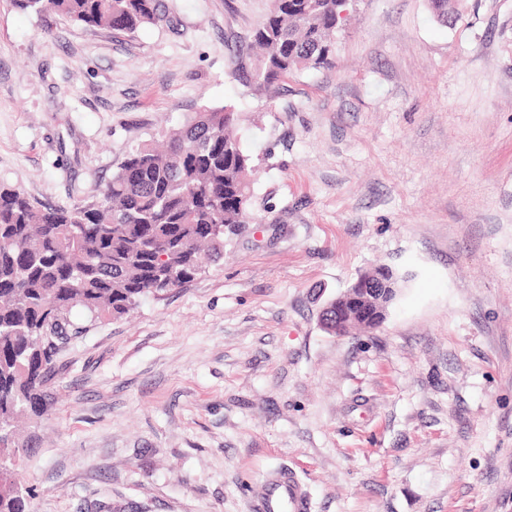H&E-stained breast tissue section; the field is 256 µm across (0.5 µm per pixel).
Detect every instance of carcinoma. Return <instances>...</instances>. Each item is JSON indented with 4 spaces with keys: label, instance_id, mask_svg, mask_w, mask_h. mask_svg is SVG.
<instances>
[{
    "label": "carcinoma",
    "instance_id": "cac0c4a2",
    "mask_svg": "<svg viewBox=\"0 0 512 512\" xmlns=\"http://www.w3.org/2000/svg\"><path fill=\"white\" fill-rule=\"evenodd\" d=\"M21 10L54 13L86 27L133 34L163 21L160 0H11ZM342 0H273L232 53L235 76L255 95L304 68L332 63ZM232 107L195 113L161 148L131 149L91 205H41L0 186V512H26L32 490L16 468L18 422L41 416L67 314L120 318L140 300L189 281L198 256L218 259L224 236L251 213L252 152L230 128ZM381 280L379 327L403 279L389 267L361 275Z\"/></svg>",
    "mask_w": 512,
    "mask_h": 512
}]
</instances>
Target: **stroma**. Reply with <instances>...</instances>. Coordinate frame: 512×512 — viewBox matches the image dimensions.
I'll return each instance as SVG.
<instances>
[{"mask_svg":"<svg viewBox=\"0 0 512 512\" xmlns=\"http://www.w3.org/2000/svg\"><path fill=\"white\" fill-rule=\"evenodd\" d=\"M133 34L0 0V185L97 200L134 146L231 105L257 222L125 318L73 309L22 427L32 512H512V0H351L334 64L274 97L233 73L271 0H163ZM404 287L336 337L330 299ZM369 277H378L382 282L380 288H377L378 285L376 283H370L368 284L367 288H362V300L366 301L367 303L372 302L373 299L378 296L382 290V293L376 298V300L380 299L378 304L379 312H377L375 316L376 320L373 324L365 327V329H374L379 327L386 319L389 307L398 298L399 292L401 288H403L402 283L404 280L389 267L374 268L372 271L361 275L358 280L366 279ZM309 511L308 494L290 472L266 480L255 500V512Z\"/></svg>","mask_w":512,"mask_h":512,"instance_id":"stroma-1","label":"stroma"}]
</instances>
